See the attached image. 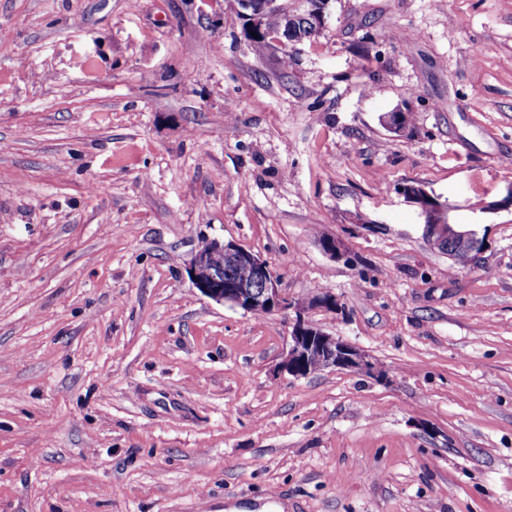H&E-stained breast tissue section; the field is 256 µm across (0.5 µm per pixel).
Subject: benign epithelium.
<instances>
[{"label":"benign epithelium","instance_id":"obj_1","mask_svg":"<svg viewBox=\"0 0 512 512\" xmlns=\"http://www.w3.org/2000/svg\"><path fill=\"white\" fill-rule=\"evenodd\" d=\"M249 31L263 37L268 44L288 47V39L279 31L265 27V16L278 7V0H239ZM405 194L416 200L424 218L428 238L450 242L456 252L477 258L484 249V240L474 229H462L448 221V209L441 207L423 189L408 186ZM224 254V268L216 270L211 257ZM247 269L239 278L233 271ZM195 287L212 300L250 313L258 308L268 312L294 310L295 318L288 320V348L279 363V370L293 377H303L330 368L349 369L373 375L376 364L351 344L325 332L305 318L306 305L286 296L279 288L278 278L266 263L241 245L228 241L204 242L188 267Z\"/></svg>","mask_w":512,"mask_h":512}]
</instances>
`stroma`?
<instances>
[{"instance_id": "stroma-1", "label": "stroma", "mask_w": 512, "mask_h": 512, "mask_svg": "<svg viewBox=\"0 0 512 512\" xmlns=\"http://www.w3.org/2000/svg\"><path fill=\"white\" fill-rule=\"evenodd\" d=\"M326 12L257 53L237 0H0V512H512V0ZM207 239L379 376L279 374ZM405 194L421 208L425 232L429 239L450 242L456 252L475 260L484 249V240L474 229H462L448 221V208L441 207L422 188L408 186Z\"/></svg>"}]
</instances>
